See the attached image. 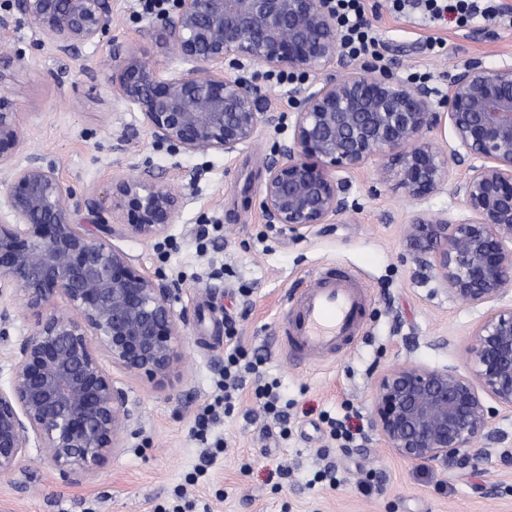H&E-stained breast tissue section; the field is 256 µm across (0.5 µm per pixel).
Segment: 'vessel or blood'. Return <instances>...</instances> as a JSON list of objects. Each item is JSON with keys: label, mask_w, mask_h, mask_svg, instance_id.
Segmentation results:
<instances>
[{"label": "vessel or blood", "mask_w": 512, "mask_h": 512, "mask_svg": "<svg viewBox=\"0 0 512 512\" xmlns=\"http://www.w3.org/2000/svg\"><path fill=\"white\" fill-rule=\"evenodd\" d=\"M368 291L358 274L340 266L324 268L294 295V306L281 338L294 360L320 363L363 333Z\"/></svg>", "instance_id": "1"}]
</instances>
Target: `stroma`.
Here are the masks:
<instances>
[{
	"instance_id": "35a3bbf8",
	"label": "stroma",
	"mask_w": 512,
	"mask_h": 512,
	"mask_svg": "<svg viewBox=\"0 0 512 512\" xmlns=\"http://www.w3.org/2000/svg\"><path fill=\"white\" fill-rule=\"evenodd\" d=\"M371 17L385 45L386 70L400 79L428 74L434 101L448 93V73L512 65V27L447 22L429 29L390 14L374 0ZM0 35L17 62L6 82L28 152L56 167L82 198L100 199L113 177L131 166L148 168L172 184L186 204L166 236L117 239L134 264L171 289L183 330L180 370L151 381L109 366L131 414L121 448L88 470L60 474L39 449H28L16 471L0 477V512H157L177 489L196 512H512V416H498L479 471L420 469L378 443L371 428L374 383L396 365L464 366L475 325L485 314L451 297L433 270L406 249L405 228L416 213L468 218L460 197L442 190L418 202L378 183L376 163L347 182V212L333 224L296 235L261 213L265 166L287 142L288 127L261 129L230 156L174 151L154 142L141 112L112 96L104 71L111 44L133 46L161 71L181 61L158 43L156 15L139 0H112V27L100 42L58 53L15 0ZM444 39L427 55L426 37ZM262 108L292 114L294 93L265 68L238 72ZM357 272L369 291L362 338L319 364H299L279 349L293 289L306 286L323 265ZM32 329L18 310L0 318V386L10 380L11 356ZM236 344L247 358H262L266 378L289 403L288 439L250 393L214 429L224 451L209 477L188 483L204 450L193 433L199 410L220 393L224 352ZM351 415L364 439L350 452L336 446L322 414ZM334 469L335 483L315 481Z\"/></svg>"
}]
</instances>
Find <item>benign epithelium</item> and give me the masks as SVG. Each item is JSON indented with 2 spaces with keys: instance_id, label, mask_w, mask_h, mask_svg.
<instances>
[{
  "instance_id": "benign-epithelium-1",
  "label": "benign epithelium",
  "mask_w": 512,
  "mask_h": 512,
  "mask_svg": "<svg viewBox=\"0 0 512 512\" xmlns=\"http://www.w3.org/2000/svg\"><path fill=\"white\" fill-rule=\"evenodd\" d=\"M17 4L60 52L102 39L112 22L110 0ZM157 38L188 68L163 74L134 48H116L106 81L139 108L156 143L190 153L232 155L285 119L263 111L246 82L224 75L225 61L310 74L341 58L326 0H176ZM296 93L291 136L266 167L261 206L268 223L298 235L345 214L341 174L373 160L379 181L412 201L448 185L450 162L472 161L452 187L471 217L418 213L405 242L450 296L489 309L473 330L465 369L397 366L377 378L372 430L412 464L477 471L487 459L477 443L500 413L512 414V306L497 305L512 285V65H466L448 75L444 112L433 111L428 86L366 70ZM445 119L454 145L443 153L424 131ZM24 151L15 112L0 95V181L8 188L0 306H18L33 323L8 388H0V476L31 446L62 471L96 465L119 447L130 413L102 357L158 381L182 359L169 289L113 238L163 237L183 197L147 169L123 174L106 194L127 214L116 230L100 220L101 203L78 198L54 166ZM58 297L65 308L50 309Z\"/></svg>"
}]
</instances>
